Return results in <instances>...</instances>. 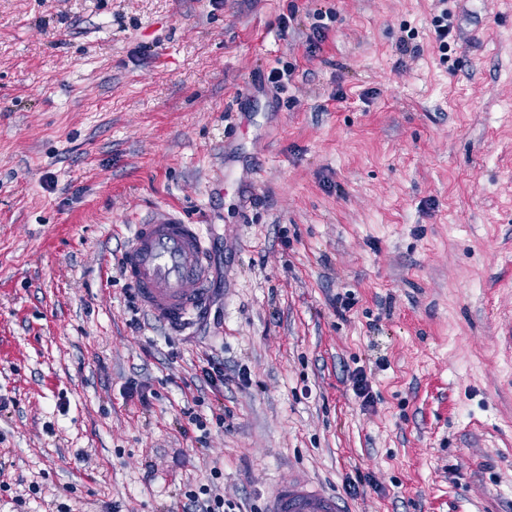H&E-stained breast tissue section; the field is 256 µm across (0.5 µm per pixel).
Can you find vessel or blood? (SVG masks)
I'll list each match as a JSON object with an SVG mask.
<instances>
[{
    "instance_id": "obj_1",
    "label": "vessel or blood",
    "mask_w": 512,
    "mask_h": 512,
    "mask_svg": "<svg viewBox=\"0 0 512 512\" xmlns=\"http://www.w3.org/2000/svg\"><path fill=\"white\" fill-rule=\"evenodd\" d=\"M128 282L148 314L177 327L200 315L209 295V248L199 225L164 210L136 225L122 256ZM265 512H345L336 496L302 479L275 487Z\"/></svg>"
}]
</instances>
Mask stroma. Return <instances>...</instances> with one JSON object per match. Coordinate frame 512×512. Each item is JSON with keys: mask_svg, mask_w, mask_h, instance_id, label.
Wrapping results in <instances>:
<instances>
[{"mask_svg": "<svg viewBox=\"0 0 512 512\" xmlns=\"http://www.w3.org/2000/svg\"><path fill=\"white\" fill-rule=\"evenodd\" d=\"M158 208L179 329L119 267ZM0 396V512H512V0H0ZM432 25L434 27L438 49L443 56L447 55L449 47L448 38L452 37L454 30L448 10H444L440 15L436 16L432 21ZM209 256L199 225L158 210L135 224L122 268L148 314L161 325L177 327L207 304ZM265 512H346L345 506L302 479L276 486L268 495ZM185 498L183 512H241L235 502H226L224 496L213 492L209 484H202L198 490L186 491Z\"/></svg>", "mask_w": 512, "mask_h": 512, "instance_id": "1", "label": "stroma"}]
</instances>
